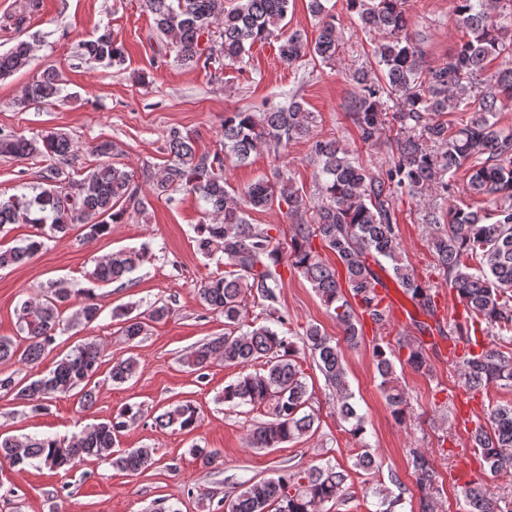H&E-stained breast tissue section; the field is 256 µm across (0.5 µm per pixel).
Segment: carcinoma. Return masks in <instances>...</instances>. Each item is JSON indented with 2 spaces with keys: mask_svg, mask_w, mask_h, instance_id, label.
I'll list each match as a JSON object with an SVG mask.
<instances>
[{
  "mask_svg": "<svg viewBox=\"0 0 512 512\" xmlns=\"http://www.w3.org/2000/svg\"><path fill=\"white\" fill-rule=\"evenodd\" d=\"M142 2L153 17L156 35L175 41L178 59L185 66L197 65L203 56L208 62L236 63L254 44L273 37L280 42V58L289 65L307 55L326 63L336 61L338 36L326 0H308L309 11L320 24L312 46L302 33L286 30L293 0H233L228 8L224 0ZM347 5L363 29L384 35L374 51L381 77L373 80L365 72L355 74L353 80L362 93L349 105L364 142L377 140L388 123L400 131L393 161L384 174L369 175L339 142L316 140L311 154L317 201H310L293 178L278 169L240 194L229 189L226 160L243 165L252 154L264 150L277 156L289 143L310 137L313 113L294 96L288 105L260 114L237 111L225 116L223 149L212 154L198 151L191 133L170 129L168 163L155 177L143 172L152 180L154 195L185 189L206 205L204 221L195 226L197 250L206 257L223 254L224 265L231 270L209 279L198 293L204 305L224 316L228 331L191 351L184 364L201 379L205 378L203 370L214 362L242 367L263 364V371L242 375L224 387V401L234 406L269 408V420L251 436L256 448H276L314 432L317 416L306 411L310 394L294 342L269 326L241 331L244 297L276 301L279 267L286 260L333 309L346 341L354 343L362 335L364 316L386 321L378 309L375 289L382 283L377 270L390 269L402 292L435 315L431 289L402 258L393 224V194L400 190L421 198L437 189L445 175H454L463 167L470 171L466 192L481 199L482 206H450L448 228L435 233L432 249L463 306L455 344L464 348L460 360L464 389L512 387V127L500 126L497 119L498 103L512 99V0H453L452 16L461 40L433 67L424 66L420 44L408 32L404 0H347ZM215 28L220 42L212 44ZM77 56L112 67L126 62L124 47L107 26L78 43ZM32 60L33 45L18 41L0 54V80L28 67ZM496 60L499 64L492 71L489 65ZM61 92L57 74L48 69L28 85L25 100L50 104ZM385 97L399 100L390 114ZM446 112H461L464 118L456 123L440 119ZM112 151V143L98 142L92 152L103 162L76 179L67 170L73 143L65 134L49 131L28 139L0 133V153L51 160L27 191L0 200V228L7 224L34 227L20 244L0 247V269L28 261L46 247L47 240L64 236L75 226L84 238L95 240L111 235L112 225L125 218L147 213L150 199L135 183L134 174L106 162ZM276 204L286 205L293 220L286 255L270 229L250 221V212ZM316 238L334 253L335 264L322 260L314 246ZM147 260L144 249L118 251L98 260L91 278L102 285L124 278L130 283V275ZM75 295L67 281L58 280L43 295L24 302L18 309V325L26 345L21 348L12 338L0 336V363L34 364L56 343L65 326L96 321L102 310L94 294L82 293L79 302ZM70 309L72 315L64 317ZM112 319L122 324V333L130 342L145 334V322L124 306L112 308ZM495 329L498 342L477 339V333L489 337ZM305 345L325 380L336 388L337 411L351 423L349 434L362 439L364 417L351 403L339 344L311 325L305 332ZM101 354L100 344L85 342L57 360L47 375L21 385L9 378L0 380V389L16 391V399L30 413L40 414L56 395H67L83 385L86 390L80 404L86 406L95 399L89 383L98 373ZM373 358L387 405L402 420L408 403L396 364L422 368L426 363L422 341L400 336L394 349L376 344ZM136 368L133 358L121 359L112 364L108 378L122 384ZM142 414V405L127 403L112 419L89 425L69 439L0 436V458L12 467L36 463L51 471H67L88 459L107 461L121 471H144L154 464L153 449L113 451L118 435ZM198 417V408L186 401L164 411L156 422L189 434ZM469 440L483 465L492 471L511 470L512 405L491 410L490 428H474ZM414 468L421 512H427L428 500L437 490V472L423 454L416 455ZM348 478L346 471L333 467L312 468L304 476L285 471L243 485L229 503L217 502V509L317 512L319 505L338 497ZM462 493L467 512H512L511 498L491 492L479 481L467 482Z\"/></svg>",
  "mask_w": 512,
  "mask_h": 512,
  "instance_id": "carcinoma-1",
  "label": "carcinoma"
}]
</instances>
